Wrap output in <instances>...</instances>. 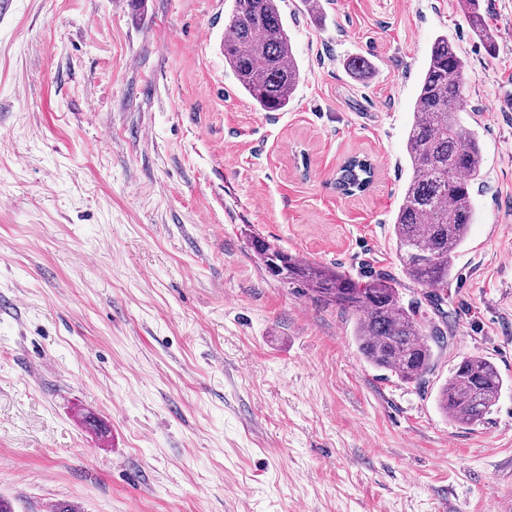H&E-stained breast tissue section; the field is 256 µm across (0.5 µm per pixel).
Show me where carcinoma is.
Masks as SVG:
<instances>
[{
  "label": "carcinoma",
  "mask_w": 512,
  "mask_h": 512,
  "mask_svg": "<svg viewBox=\"0 0 512 512\" xmlns=\"http://www.w3.org/2000/svg\"><path fill=\"white\" fill-rule=\"evenodd\" d=\"M282 2L231 0L221 41L224 64L261 112L287 111L301 80ZM459 10L485 49L494 52L496 34L479 0H459ZM467 80L466 63L448 37H436L419 79L406 140L412 175L393 222L402 272L424 288L431 303L444 298L453 259L468 239L473 187L483 161L479 141L459 119ZM371 178V164L354 158L339 169L334 185L349 194L363 190ZM250 245L272 279L354 319V342L368 364L407 384L422 383L432 370L434 348L442 347L447 336L424 315L420 301L403 303L398 282L354 279L336 268L303 262L260 237L251 238ZM503 387L491 360L468 355L439 387L436 401L452 421L473 425L491 412Z\"/></svg>",
  "instance_id": "1"
}]
</instances>
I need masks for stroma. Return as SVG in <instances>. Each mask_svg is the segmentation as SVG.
Returning a JSON list of instances; mask_svg holds the SVG:
<instances>
[{
	"label": "stroma",
	"mask_w": 512,
	"mask_h": 512,
	"mask_svg": "<svg viewBox=\"0 0 512 512\" xmlns=\"http://www.w3.org/2000/svg\"><path fill=\"white\" fill-rule=\"evenodd\" d=\"M330 0L282 12L303 78L261 112L216 42L226 0L0 6V495L15 512H512V0ZM469 64L484 162L430 316L422 385L353 323L268 277L249 235L352 277L405 279L390 226L437 35ZM370 58L369 75L346 69ZM368 157L370 188L334 179ZM505 385L483 423L436 394L463 356ZM459 10L472 33L492 54L496 48V34L487 24L484 14L481 12L479 0H460Z\"/></svg>",
	"instance_id": "obj_1"
}]
</instances>
